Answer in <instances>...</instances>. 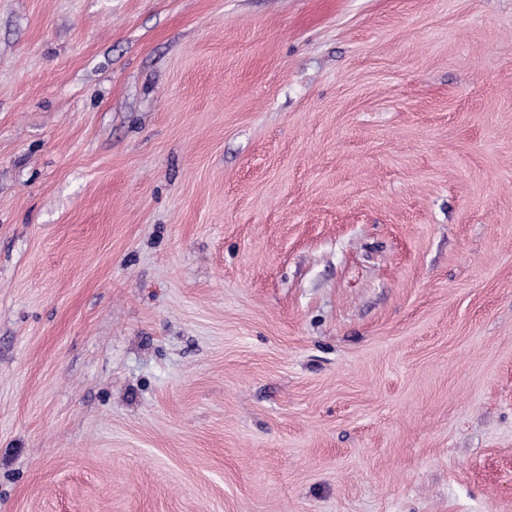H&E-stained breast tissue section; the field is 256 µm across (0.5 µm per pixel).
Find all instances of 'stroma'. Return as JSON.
I'll return each instance as SVG.
<instances>
[{
	"instance_id": "obj_1",
	"label": "stroma",
	"mask_w": 512,
	"mask_h": 512,
	"mask_svg": "<svg viewBox=\"0 0 512 512\" xmlns=\"http://www.w3.org/2000/svg\"><path fill=\"white\" fill-rule=\"evenodd\" d=\"M0 512H512V0H0Z\"/></svg>"
}]
</instances>
